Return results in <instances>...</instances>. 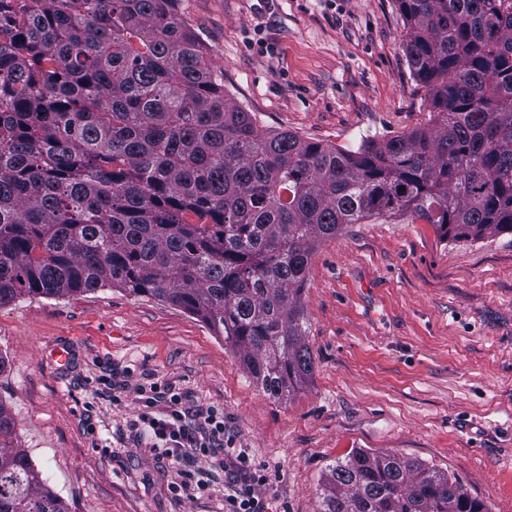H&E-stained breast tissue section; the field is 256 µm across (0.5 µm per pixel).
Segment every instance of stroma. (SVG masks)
I'll return each instance as SVG.
<instances>
[{
    "instance_id": "1",
    "label": "stroma",
    "mask_w": 512,
    "mask_h": 512,
    "mask_svg": "<svg viewBox=\"0 0 512 512\" xmlns=\"http://www.w3.org/2000/svg\"><path fill=\"white\" fill-rule=\"evenodd\" d=\"M177 12L265 128L354 150L429 118L395 0H178ZM303 298L315 368L287 401L180 308L109 286L18 298L0 307V403L72 512H224L223 468L136 438V398L112 404L103 379L223 413L266 477L268 512H316L325 470L355 449L426 461L512 512V233L451 242L405 218L349 224L313 254ZM181 471L199 487L178 502Z\"/></svg>"
}]
</instances>
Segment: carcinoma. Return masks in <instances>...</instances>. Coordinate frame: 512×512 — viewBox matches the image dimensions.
Instances as JSON below:
<instances>
[{"label": "carcinoma", "mask_w": 512, "mask_h": 512, "mask_svg": "<svg viewBox=\"0 0 512 512\" xmlns=\"http://www.w3.org/2000/svg\"><path fill=\"white\" fill-rule=\"evenodd\" d=\"M426 125L357 150L258 125L177 0H0V305L115 286L179 307L270 397L306 386L318 245L406 216L512 233V0H396ZM0 404V512H71ZM317 512H490L417 459L361 449Z\"/></svg>", "instance_id": "carcinoma-1"}]
</instances>
